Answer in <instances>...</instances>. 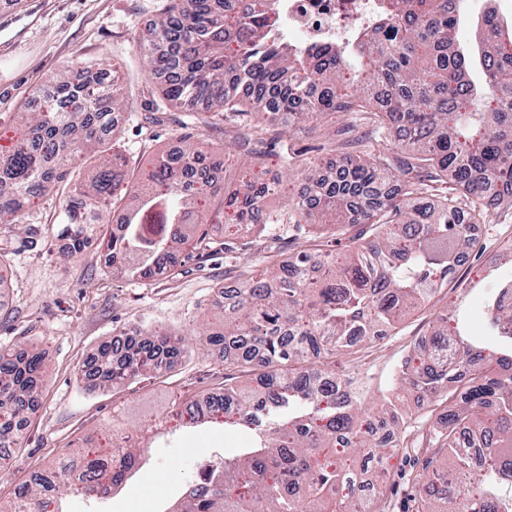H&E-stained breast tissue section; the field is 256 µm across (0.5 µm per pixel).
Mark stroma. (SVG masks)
I'll return each instance as SVG.
<instances>
[{"instance_id":"obj_1","label":"stroma","mask_w":512,"mask_h":512,"mask_svg":"<svg viewBox=\"0 0 512 512\" xmlns=\"http://www.w3.org/2000/svg\"><path fill=\"white\" fill-rule=\"evenodd\" d=\"M160 0H0L9 10L0 21V146H8L22 110H35L40 93L50 90L56 74L79 63L91 67L104 87L119 83L128 98L114 116L117 134L103 153L119 151L138 173L147 172L158 153L170 152L182 140L201 150L223 147L226 184L255 178L271 181L264 207L273 221L241 236L231 235L235 217L206 224L207 248L187 249L173 257L179 273L172 279L132 281L113 278L102 252L81 253L51 231L66 205L62 190H50L27 204L22 228H0V255L8 264L1 283L0 348L32 346L44 353V386L25 430L21 448L0 461V501L13 498L15 486L36 469L56 465L105 422L121 426L127 411L148 402L166 413L171 403L224 387V360L200 346L197 333L220 327L217 309L221 289L230 272L251 270L257 259L287 261L306 238L296 227L297 214L280 180L286 172L284 156L318 163L331 171L345 155L359 154L369 137L368 126H351L344 116H327L318 126L289 133L270 125L261 142L242 147L248 138L245 124L229 118L212 126L194 122L190 113L160 109L157 80L145 79L137 42L152 27ZM502 22L512 21V0H469L461 41L477 56L475 32L487 9ZM478 247L455 270L454 279L423 308L411 312L399 327L372 342L339 356L338 372L362 384L371 404L383 396L400 394L410 421L406 430L412 447L401 449L387 464L382 484L386 512H410L419 493L414 481L418 459L432 456L422 442L426 410L416 398L401 394L399 377L415 343L430 332L439 313L468 305L474 325L483 320V302L498 279L512 276V260L505 256L512 244V214L497 213L491 223L479 224ZM160 331L182 337V354L162 374L142 376L122 389L96 387L82 376L86 363L98 358L115 336L136 331ZM245 434L227 436L218 429L179 433L172 447L152 449L136 473L104 500L70 497L68 512H167L184 498L196 480L199 461L214 452L244 447Z\"/></svg>"}]
</instances>
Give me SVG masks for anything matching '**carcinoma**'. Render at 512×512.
<instances>
[{"label":"carcinoma","mask_w":512,"mask_h":512,"mask_svg":"<svg viewBox=\"0 0 512 512\" xmlns=\"http://www.w3.org/2000/svg\"><path fill=\"white\" fill-rule=\"evenodd\" d=\"M464 0H390L402 23L381 14L363 40L302 50L270 41L276 0H164L154 21L162 53L138 43L148 77L176 68L160 84L167 106L205 103L203 123L229 117L263 131L270 114L288 127L340 112L363 119L372 105L375 141L394 136L408 152L396 167L385 159L349 156L333 178L316 164L305 176L298 217L323 229L321 244L291 262L241 274L224 307V327L205 331L212 348L241 342L224 367L249 378L224 380V392L191 397L180 419L191 426L245 421L248 447L224 468L193 484L175 512H382L379 488L364 489L361 473L385 462L404 442L392 402L364 406V389L340 373L336 358L358 342L396 328L407 311L427 304L448 285L454 263L475 243L472 227L489 220L494 190L512 207V30L493 9L480 31L483 68L471 77L459 39ZM125 107L114 88L95 85L87 66L54 80L42 107L30 113L14 144L0 152V223H13L23 205L66 182L75 160L112 137L108 116ZM181 160L163 154L138 179L114 152L78 185L60 232L73 252L106 246L112 274L129 280L173 279L171 254L200 233L214 214L233 209L237 235L264 224L269 186L224 185L217 166L187 145ZM448 184L461 192L439 194ZM123 214L121 234L104 237L101 204ZM491 328L502 338L485 348L443 314L402 366L401 387L436 416L429 442L448 467L428 463L417 512H512V279L488 303ZM180 343L161 332L131 337L126 362L101 353L93 377L119 386L161 369ZM42 357L18 348L0 354V446L19 448L40 388ZM145 446L118 440L99 445L88 435L51 471L36 470L15 492L12 509L65 512L67 491L104 498L141 467Z\"/></svg>","instance_id":"carcinoma-1"}]
</instances>
